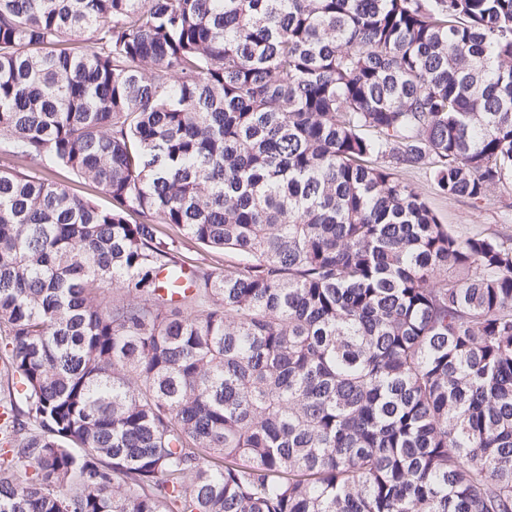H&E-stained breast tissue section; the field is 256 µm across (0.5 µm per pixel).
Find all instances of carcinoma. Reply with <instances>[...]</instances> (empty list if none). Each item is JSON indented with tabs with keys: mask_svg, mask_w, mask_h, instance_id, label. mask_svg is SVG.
<instances>
[{
	"mask_svg": "<svg viewBox=\"0 0 512 512\" xmlns=\"http://www.w3.org/2000/svg\"><path fill=\"white\" fill-rule=\"evenodd\" d=\"M415 168L512 189V0H0V512H512V237ZM52 170L51 176L56 181L66 186L71 193L81 197L91 198L102 206L109 204V199L100 189L89 186L81 178L56 166H53ZM401 177L422 193L441 224H448L458 236H512V191L509 189H496L480 209H474L466 200L449 199L440 194L425 170L411 169L401 173Z\"/></svg>",
	"mask_w": 512,
	"mask_h": 512,
	"instance_id": "1",
	"label": "carcinoma"
}]
</instances>
